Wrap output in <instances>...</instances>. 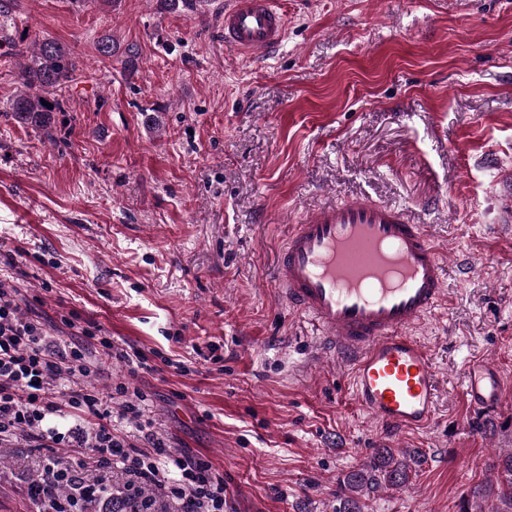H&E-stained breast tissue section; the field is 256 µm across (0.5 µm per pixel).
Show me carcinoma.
Masks as SVG:
<instances>
[{
    "label": "carcinoma",
    "mask_w": 512,
    "mask_h": 512,
    "mask_svg": "<svg viewBox=\"0 0 512 512\" xmlns=\"http://www.w3.org/2000/svg\"><path fill=\"white\" fill-rule=\"evenodd\" d=\"M76 72L77 65L69 49L52 40L38 43L29 59L19 66L20 89L10 100L9 111L31 125L47 129L51 114L62 111V102L55 97V91L73 82ZM43 99L52 107L43 105ZM497 467L503 480L475 486L470 491L473 505L462 504L458 512H512V450L498 455ZM408 479L406 464L387 450L379 451L362 468L339 482L336 512H363L360 495L364 490L383 485L397 487ZM154 506L146 492L134 498L112 494L103 500L100 512H152Z\"/></svg>",
    "instance_id": "cac0c4a2"
}]
</instances>
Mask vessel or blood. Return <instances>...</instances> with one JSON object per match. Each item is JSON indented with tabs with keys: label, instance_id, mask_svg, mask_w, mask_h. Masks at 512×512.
I'll use <instances>...</instances> for the list:
<instances>
[{
	"label": "vessel or blood",
	"instance_id": "1",
	"mask_svg": "<svg viewBox=\"0 0 512 512\" xmlns=\"http://www.w3.org/2000/svg\"><path fill=\"white\" fill-rule=\"evenodd\" d=\"M222 25L225 42L244 54L273 51L287 35L278 0H230ZM449 273L408 207L336 200L290 225L271 286L315 327L321 358L344 369L357 406L396 436L434 419L439 371L412 330L445 306ZM463 373L475 413H498L512 394V379L488 358L469 359Z\"/></svg>",
	"mask_w": 512,
	"mask_h": 512
}]
</instances>
